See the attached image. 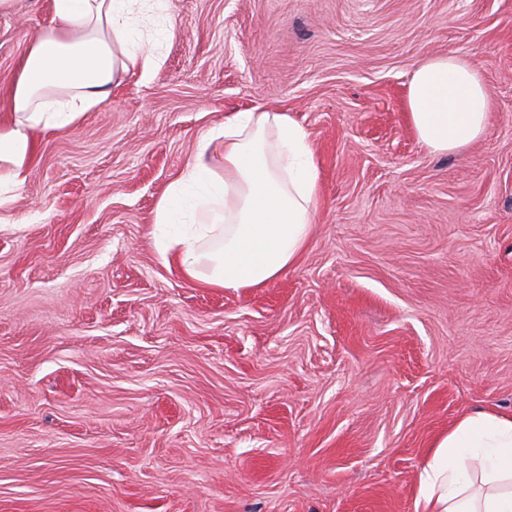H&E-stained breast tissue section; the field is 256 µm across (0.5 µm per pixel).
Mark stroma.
Masks as SVG:
<instances>
[{"instance_id": "obj_1", "label": "stroma", "mask_w": 512, "mask_h": 512, "mask_svg": "<svg viewBox=\"0 0 512 512\" xmlns=\"http://www.w3.org/2000/svg\"><path fill=\"white\" fill-rule=\"evenodd\" d=\"M177 34L0 210V512H413L458 416L512 413V0H170ZM51 0L0 17V85ZM456 53L485 136L429 153L407 118ZM310 135L302 261L188 283L153 212L225 113Z\"/></svg>"}]
</instances>
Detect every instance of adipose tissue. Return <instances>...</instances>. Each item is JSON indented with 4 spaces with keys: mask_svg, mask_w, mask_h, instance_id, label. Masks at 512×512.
Here are the masks:
<instances>
[{
    "mask_svg": "<svg viewBox=\"0 0 512 512\" xmlns=\"http://www.w3.org/2000/svg\"><path fill=\"white\" fill-rule=\"evenodd\" d=\"M0 93V209L32 175L36 134L73 126L130 74L149 76L154 43L176 26L169 0H52ZM410 124L430 152L482 138L489 97L456 54L421 63L408 87ZM221 155L222 167L213 164ZM318 172L308 132L288 113H225L159 197L151 232L161 259L212 288H261L296 265L316 219ZM416 512H512V414L460 416L418 476Z\"/></svg>",
    "mask_w": 512,
    "mask_h": 512,
    "instance_id": "obj_1",
    "label": "adipose tissue"
}]
</instances>
